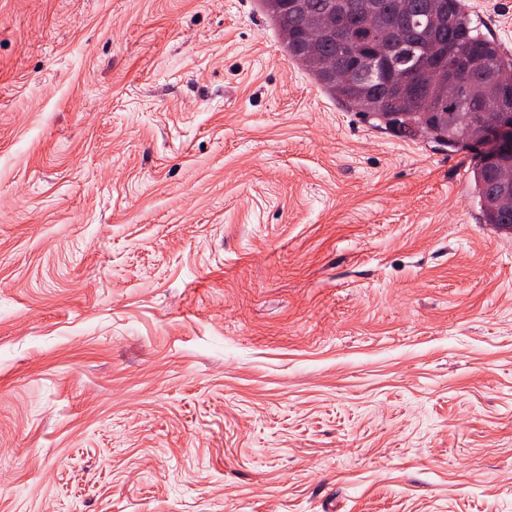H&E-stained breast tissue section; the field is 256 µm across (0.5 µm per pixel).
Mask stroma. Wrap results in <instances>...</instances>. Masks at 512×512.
Returning a JSON list of instances; mask_svg holds the SVG:
<instances>
[{"mask_svg":"<svg viewBox=\"0 0 512 512\" xmlns=\"http://www.w3.org/2000/svg\"><path fill=\"white\" fill-rule=\"evenodd\" d=\"M470 163L261 0H0V512H512Z\"/></svg>","mask_w":512,"mask_h":512,"instance_id":"35a3bbf8","label":"stroma"}]
</instances>
